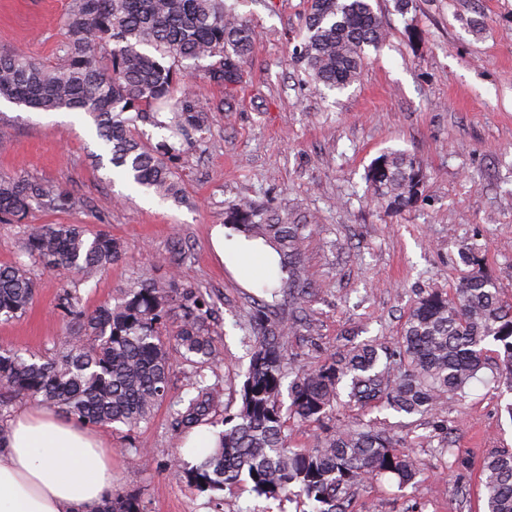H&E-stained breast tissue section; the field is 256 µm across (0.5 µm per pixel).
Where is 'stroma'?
<instances>
[{
	"label": "stroma",
	"mask_w": 512,
	"mask_h": 512,
	"mask_svg": "<svg viewBox=\"0 0 512 512\" xmlns=\"http://www.w3.org/2000/svg\"><path fill=\"white\" fill-rule=\"evenodd\" d=\"M71 4L0 0V50L52 62ZM372 5L387 36L369 51L359 79L338 92L315 88L293 57L307 0H238L255 41L236 90L194 83L213 112L204 138L171 161L185 193L180 203L138 192L110 164H98L100 141L87 114L0 98V173L55 185L74 201L0 223V264L24 259L25 236L45 224H83L125 246L86 283L65 271L38 273L27 313L0 322V348L55 353L66 333L63 288H76L92 309L141 279L188 280L215 303L223 361L209 380L222 406L237 411L256 313L251 297L266 270L238 280L218 259L211 230L241 201L258 217L275 212L311 227L302 249L309 324L286 350L294 367H318L366 340L398 346L420 297L454 296L469 253L512 302V0H411L403 15L395 0ZM389 152L413 155L426 170L413 208L392 210L369 186L371 164ZM185 371L174 363L169 403L182 393ZM169 403L137 430L99 427L112 450L115 491L139 497L144 512H303L301 500H267L242 486L214 503L188 485L174 467L184 435L170 425ZM510 403L506 388L478 384L449 397L442 428L428 416L362 412L404 443L421 475L402 490L385 479L360 486L353 512H485L480 469L485 456L512 449Z\"/></svg>",
	"instance_id": "1"
}]
</instances>
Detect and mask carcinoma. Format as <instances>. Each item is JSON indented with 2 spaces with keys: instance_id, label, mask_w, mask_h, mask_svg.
I'll use <instances>...</instances> for the list:
<instances>
[{
  "instance_id": "cac0c4a2",
  "label": "carcinoma",
  "mask_w": 512,
  "mask_h": 512,
  "mask_svg": "<svg viewBox=\"0 0 512 512\" xmlns=\"http://www.w3.org/2000/svg\"><path fill=\"white\" fill-rule=\"evenodd\" d=\"M68 37L51 64L21 52L0 53V98L43 111L90 115L104 152L117 172L165 200L179 201L182 186L167 163L180 147L209 129L211 108L185 82L193 67L231 92L243 78L255 31L228 0H72ZM385 28L371 0H308L305 35L296 53L317 87L343 90L358 78L367 50L384 41ZM112 45L104 53L105 45ZM165 128L178 143L142 142L139 125ZM426 172L413 157L388 153L374 160L367 180L392 209L417 201ZM64 210L71 197L54 186L21 176H0V221H22L32 204ZM250 209L229 207L231 223L260 238L279 256V275L253 297L257 331L251 344L237 412L210 417L218 391L206 370L217 365L212 311L201 288L190 282L144 280L121 298L92 310L77 290L63 289L59 307L70 332L52 357L0 350V403L33 399L77 421L122 425L132 431L149 422L168 395L173 354L191 365L185 392L171 407V425L189 433L223 425L218 446L198 463L174 466L201 492L240 484L258 497L294 494L310 512H349V490L392 478L400 488L416 482L415 458L372 423H339L310 449L288 443L282 414L287 377L289 410L304 422L336 411L338 385L348 387L349 407L373 406L398 414L441 415L448 397L463 394L486 366L484 343L503 344L497 381L512 391V304L504 301L473 259L450 299L420 298L409 312L399 343L400 372L391 376L392 353L365 341L303 373L286 369L283 349L297 332V316L275 311L279 298L300 305L308 288L301 261L307 225L276 216L250 224ZM32 263L0 265V320L16 319L32 305L35 270L67 269L84 282L122 256V246L82 224H51L28 235ZM485 512H512V450L483 462ZM97 512H143L140 500L120 492Z\"/></svg>"
}]
</instances>
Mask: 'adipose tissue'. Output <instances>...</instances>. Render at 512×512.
I'll return each instance as SVG.
<instances>
[{
  "instance_id": "1",
  "label": "adipose tissue",
  "mask_w": 512,
  "mask_h": 512,
  "mask_svg": "<svg viewBox=\"0 0 512 512\" xmlns=\"http://www.w3.org/2000/svg\"><path fill=\"white\" fill-rule=\"evenodd\" d=\"M221 259L243 274L270 265L274 251L224 226L212 231ZM112 452L76 420L23 410L0 434V512H95L111 493Z\"/></svg>"
}]
</instances>
